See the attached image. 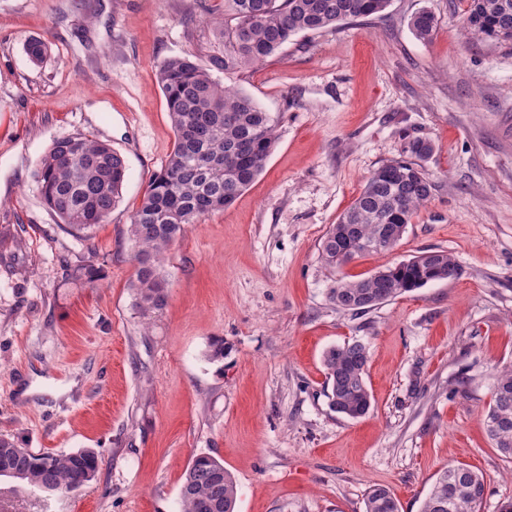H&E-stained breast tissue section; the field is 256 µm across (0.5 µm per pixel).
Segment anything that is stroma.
<instances>
[{"label": "stroma", "instance_id": "stroma-1", "mask_svg": "<svg viewBox=\"0 0 512 512\" xmlns=\"http://www.w3.org/2000/svg\"><path fill=\"white\" fill-rule=\"evenodd\" d=\"M466 9L391 0L235 76L276 147L231 206L185 225L166 253L167 305L146 319L127 229L175 140L158 65L188 55L223 82L210 59L224 0H0V435L101 457L89 484L49 499L0 477V512H181L199 453L235 477V512H364L375 484L420 512L449 465L484 475L481 512L512 499V459L483 426L495 370L512 365V42L467 37ZM422 10L427 42L410 26ZM33 37L49 46L39 63ZM69 137L110 144L127 167L88 237L61 226L35 178ZM411 138L433 146L420 162L433 197L393 251L340 273L433 249L460 274L341 311L320 239ZM88 265L93 288L67 274ZM356 340L371 409L352 420L330 406L323 357Z\"/></svg>", "mask_w": 512, "mask_h": 512}]
</instances>
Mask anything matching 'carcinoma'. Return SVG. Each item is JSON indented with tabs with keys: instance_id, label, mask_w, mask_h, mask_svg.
Instances as JSON below:
<instances>
[{
	"instance_id": "obj_1",
	"label": "carcinoma",
	"mask_w": 512,
	"mask_h": 512,
	"mask_svg": "<svg viewBox=\"0 0 512 512\" xmlns=\"http://www.w3.org/2000/svg\"><path fill=\"white\" fill-rule=\"evenodd\" d=\"M224 55L212 64L232 78L244 68L276 55L299 33L332 30L344 21L380 15L391 0H225ZM422 41L435 29L426 12L411 18ZM464 30L474 37L501 41L512 32V0H469ZM25 51L38 63L48 52L40 38L27 41ZM158 82L174 128V146L163 170L154 175L128 227L134 242L135 274L130 282L136 307L149 317L167 304L168 281L163 254L184 225L224 209L260 175L276 145L275 124L248 93L220 86L210 73L188 56L163 60ZM432 145L422 139L405 143L404 158L372 172L362 192L321 238L319 252L327 267L347 262L349 243L371 244L357 255L393 250L403 234L400 225L433 196L435 184L416 160L429 155ZM126 177L124 158L104 142L85 137L55 141L36 172L47 209L66 226L82 232L102 223L121 201ZM459 275V267L445 251L427 250L396 267L387 265L357 280L335 281L329 300L337 308L364 313L436 278ZM368 349L355 340L329 349L324 355L328 397L336 412L352 419L366 416L371 395L365 375ZM494 446L512 458V366L495 376L493 398L485 419ZM91 448L70 453H34L9 437L0 436V469L8 477L31 486L72 493L94 479L100 466ZM486 495L483 476L462 465L443 469L421 512H481ZM237 484L224 464L206 453L196 455L181 487L182 512H235ZM364 512H400L394 494L383 485L367 493Z\"/></svg>"
}]
</instances>
